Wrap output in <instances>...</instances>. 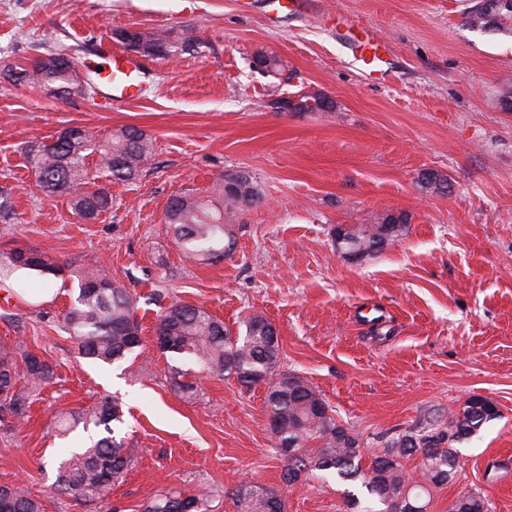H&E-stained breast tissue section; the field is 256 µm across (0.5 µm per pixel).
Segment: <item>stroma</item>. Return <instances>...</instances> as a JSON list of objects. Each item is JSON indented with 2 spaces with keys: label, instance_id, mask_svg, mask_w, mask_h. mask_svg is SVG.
<instances>
[{
  "label": "stroma",
  "instance_id": "1",
  "mask_svg": "<svg viewBox=\"0 0 512 512\" xmlns=\"http://www.w3.org/2000/svg\"><path fill=\"white\" fill-rule=\"evenodd\" d=\"M476 2L308 0L286 14L276 0H0V69L58 45L79 62L129 27L199 40L175 63L152 62L139 99L112 108L88 90L61 100L0 76V185L21 217L0 223V254L34 246L65 267L57 278L19 270L0 282V343L23 341L54 372L23 428H0V485L27 488L46 512H106L50 487L62 453L98 433L60 434L57 412L114 396L123 412L114 433L136 450L112 490L119 512H141L165 488L200 487L214 492V512H235L229 493L246 480L286 489L288 512H346L347 486L335 478L284 488L263 387L198 377L157 348L159 290L234 331L248 314L270 319L284 369L373 449L421 414L490 397L499 418L458 444L455 478L429 512H448L472 488L494 512H512V19L471 27ZM350 25L386 45L381 80L346 64L339 35ZM260 51L286 64L288 82L255 68ZM305 97L334 109L296 110ZM71 126L106 137L135 127L154 146L136 182L106 183L112 208L93 222L75 217L69 197L43 195L27 167L29 145ZM427 171L447 177V192L423 184ZM232 172L261 196L230 218L232 254L182 261L162 220L167 202L207 195ZM384 213L403 220L392 245L363 260L337 250L336 228ZM84 265L137 293L142 374L82 359L62 330ZM178 378L195 391H178Z\"/></svg>",
  "mask_w": 512,
  "mask_h": 512
}]
</instances>
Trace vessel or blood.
Listing matches in <instances>:
<instances>
[{
    "label": "vessel or blood",
    "mask_w": 512,
    "mask_h": 512,
    "mask_svg": "<svg viewBox=\"0 0 512 512\" xmlns=\"http://www.w3.org/2000/svg\"><path fill=\"white\" fill-rule=\"evenodd\" d=\"M346 57L351 66L367 80L379 74L380 43L365 28L351 26L343 33ZM97 64L88 65L87 73L95 76L106 105L127 103L142 89L149 66L144 59L113 50L108 43L96 47Z\"/></svg>",
    "instance_id": "b4317fda"
}]
</instances>
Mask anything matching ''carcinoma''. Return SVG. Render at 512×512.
I'll use <instances>...</instances> for the list:
<instances>
[{"label":"carcinoma","mask_w":512,"mask_h":512,"mask_svg":"<svg viewBox=\"0 0 512 512\" xmlns=\"http://www.w3.org/2000/svg\"><path fill=\"white\" fill-rule=\"evenodd\" d=\"M493 0H478L469 11L470 25L484 27L490 22L512 18V8L493 9ZM198 40L188 34L150 33L139 42H123L128 51L151 59L173 61L180 58ZM41 66L11 68L5 76L14 82L29 80L47 92L65 97L76 85L74 61L63 49L48 50L37 58ZM257 69L266 74L284 76L285 66L273 54L255 56ZM301 112L331 111L333 105L322 98L304 99L296 105ZM152 141L136 128L107 140L85 128L75 135H57L50 144L27 149V161L38 188L47 196L70 197L75 214L84 220L96 219L112 208V198L89 178L86 160L95 155L97 167L106 179H137L152 153ZM260 202L252 180L244 174L220 175L211 187V195L176 196L168 203L164 219L173 231L183 258L202 262L221 259L231 253L234 241L226 224L229 213L243 205ZM18 220L7 187H0V222ZM398 219L383 214L373 224L336 229V248L350 256L364 257L386 248L381 227H397ZM0 262V281L15 270L26 269L41 276L57 275L61 266L47 250L21 247L5 255ZM78 294L64 316V327L77 342L79 354L104 363L127 358L140 346L137 316L139 297L103 270L83 266L76 271ZM153 301L161 306L155 333L161 350L192 360L202 375L224 376L251 388L265 390V408L269 414L276 447L285 460L282 478L286 485L297 484L302 476L336 479L358 488L347 492V507L353 512H393L392 502L405 496H418L423 504L431 501L437 489L452 482L457 471V452L453 444L474 435L494 420L486 409L465 403L435 420H417L402 432L384 441L382 451L363 466L362 434L355 427L337 423L319 391L303 377L281 370V346L270 320L253 313L242 321L244 329L233 332L202 305L173 300L162 305L163 296ZM20 345L0 346V423L17 430L28 417L32 390L48 382L50 367L28 353L22 355L24 368L17 363ZM24 375L30 390L17 389ZM85 425L104 427L107 435L89 437L90 445L63 456L57 468L54 494L79 503L107 505L112 486L119 482L135 461V449L124 439L111 434L110 423L120 420L115 399L104 397L91 407L59 414L62 427L72 419ZM418 457L414 468L407 466ZM485 494L471 490L455 501L457 512H488ZM214 494L199 489L185 493L165 489L156 493L144 512H211ZM235 512H288V495L264 489L251 482L231 491ZM0 512H45L42 500L20 486H0Z\"/></svg>","instance_id":"1"}]
</instances>
